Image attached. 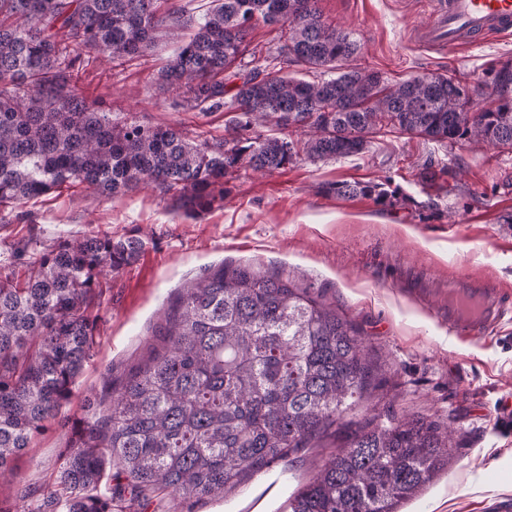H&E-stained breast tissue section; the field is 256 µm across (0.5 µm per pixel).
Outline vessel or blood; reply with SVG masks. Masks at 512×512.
Here are the masks:
<instances>
[{"label": "vessel or blood", "instance_id": "b4317fda", "mask_svg": "<svg viewBox=\"0 0 512 512\" xmlns=\"http://www.w3.org/2000/svg\"><path fill=\"white\" fill-rule=\"evenodd\" d=\"M512 34V0H437L431 16L418 29V42L426 48L463 50L487 35ZM502 294L494 288L459 281L448 288L443 314L455 336L481 338L502 312Z\"/></svg>", "mask_w": 512, "mask_h": 512}]
</instances>
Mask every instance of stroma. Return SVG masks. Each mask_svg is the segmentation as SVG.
Listing matches in <instances>:
<instances>
[{
    "label": "stroma",
    "instance_id": "35a3bbf8",
    "mask_svg": "<svg viewBox=\"0 0 512 512\" xmlns=\"http://www.w3.org/2000/svg\"><path fill=\"white\" fill-rule=\"evenodd\" d=\"M326 24L361 44L354 66L391 81L432 72L462 74L473 90L471 111L487 105L491 67L512 61V36L462 51L427 49L414 31L431 0H319ZM174 50L160 43L111 78L88 70L90 98L113 117L146 125L198 116L177 111L175 93L152 77ZM447 169L448 194L425 208L420 173ZM512 148L440 145L386 133L359 155L287 170L247 171L225 186L223 207L196 220L175 217L151 187L116 199L50 195L26 205L34 222L0 223V274H22L13 246L31 238L49 246L90 233L136 234L148 245L140 259L113 276L100 312L99 348L77 379L63 413L84 414L108 375L140 361L178 291L221 263L280 269L304 286L322 288L360 327L386 380L378 394L346 415L361 422L393 409L448 423V468L403 512H512ZM387 184L401 200L384 209L371 199L320 193L328 181ZM481 275L504 289V313L478 341L451 336L434 310V291L448 281ZM67 430L52 421L17 460L13 483L0 486V512H18L19 489L48 482ZM324 449L262 470L224 500L198 502L193 512H290L289 499L317 472Z\"/></svg>",
    "mask_w": 512,
    "mask_h": 512
}]
</instances>
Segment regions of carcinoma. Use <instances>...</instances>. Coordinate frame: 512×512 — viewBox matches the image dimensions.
<instances>
[{"label":"carcinoma","instance_id":"1","mask_svg":"<svg viewBox=\"0 0 512 512\" xmlns=\"http://www.w3.org/2000/svg\"><path fill=\"white\" fill-rule=\"evenodd\" d=\"M258 25L276 35L250 52ZM163 39L179 46L156 84L182 93L186 112L232 114L224 133L116 120L86 95L88 67H123ZM359 49L322 21L318 0H210L200 17L170 0H0V209L150 185L174 213L198 217L224 205V184L244 170L359 155L385 127L512 146V62L487 83L488 106L471 112L448 76L390 82L352 65ZM319 190L395 199L374 181ZM145 247L108 233L17 245L26 273L0 276L1 484L70 403L98 353L108 277ZM384 381L358 325L323 291L224 264L184 289L96 412L71 421L55 475L22 500L27 512H186L334 437L340 445L290 512H398L447 468L448 425L390 409L355 429L342 422Z\"/></svg>","mask_w":512,"mask_h":512}]
</instances>
